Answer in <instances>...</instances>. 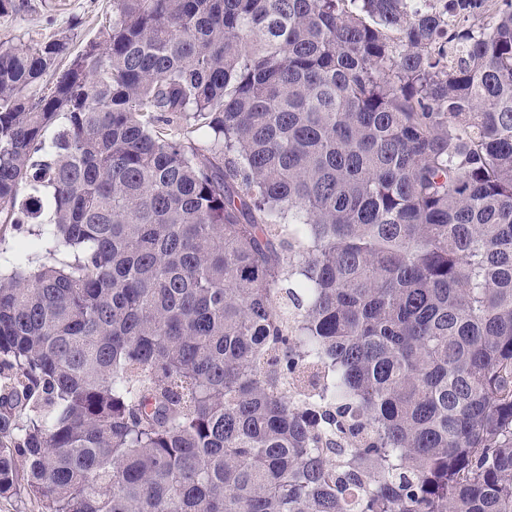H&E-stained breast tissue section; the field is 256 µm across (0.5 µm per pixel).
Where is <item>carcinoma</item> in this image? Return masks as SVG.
<instances>
[{"label": "carcinoma", "mask_w": 512, "mask_h": 512, "mask_svg": "<svg viewBox=\"0 0 512 512\" xmlns=\"http://www.w3.org/2000/svg\"><path fill=\"white\" fill-rule=\"evenodd\" d=\"M23 185L0 497L512 512V0H112L0 47Z\"/></svg>", "instance_id": "obj_1"}]
</instances>
